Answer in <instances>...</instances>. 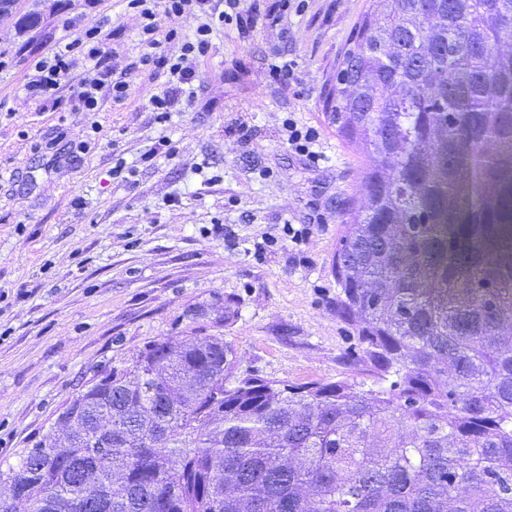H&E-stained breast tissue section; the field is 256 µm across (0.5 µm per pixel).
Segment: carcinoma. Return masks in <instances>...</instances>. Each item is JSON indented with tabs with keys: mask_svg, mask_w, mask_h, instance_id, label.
<instances>
[{
	"mask_svg": "<svg viewBox=\"0 0 512 512\" xmlns=\"http://www.w3.org/2000/svg\"><path fill=\"white\" fill-rule=\"evenodd\" d=\"M385 2L327 101L369 158L332 272L374 385L168 337L0 468V512H512V0Z\"/></svg>",
	"mask_w": 512,
	"mask_h": 512,
	"instance_id": "cac0c4a2",
	"label": "carcinoma"
}]
</instances>
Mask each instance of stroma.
I'll return each instance as SVG.
<instances>
[{
  "label": "stroma",
  "instance_id": "stroma-1",
  "mask_svg": "<svg viewBox=\"0 0 512 512\" xmlns=\"http://www.w3.org/2000/svg\"><path fill=\"white\" fill-rule=\"evenodd\" d=\"M370 5L291 0L249 33L224 27L193 65L194 101L164 121L150 100L170 76L141 57L179 56L198 13L155 6L154 48L126 0H17L0 18V463L106 366L170 336L223 337L240 371L293 385L371 382L353 365L331 272L347 208L366 203V157L327 118ZM93 25L123 103L106 91L95 112L26 103L46 47ZM289 117L317 131L318 158L289 148ZM164 138L171 152L158 150Z\"/></svg>",
  "mask_w": 512,
  "mask_h": 512
}]
</instances>
